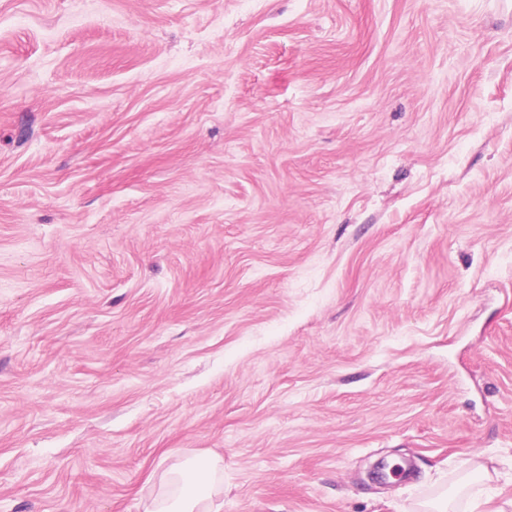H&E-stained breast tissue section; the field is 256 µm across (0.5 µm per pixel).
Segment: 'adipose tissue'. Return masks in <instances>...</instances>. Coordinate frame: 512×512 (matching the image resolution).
Wrapping results in <instances>:
<instances>
[{
  "label": "adipose tissue",
  "instance_id": "obj_1",
  "mask_svg": "<svg viewBox=\"0 0 512 512\" xmlns=\"http://www.w3.org/2000/svg\"><path fill=\"white\" fill-rule=\"evenodd\" d=\"M224 461L217 456L189 460L164 471L152 484L144 512H219L213 498Z\"/></svg>",
  "mask_w": 512,
  "mask_h": 512
}]
</instances>
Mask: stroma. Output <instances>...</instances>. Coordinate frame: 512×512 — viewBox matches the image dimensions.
I'll use <instances>...</instances> for the list:
<instances>
[{
  "label": "stroma",
  "instance_id": "35a3bbf8",
  "mask_svg": "<svg viewBox=\"0 0 512 512\" xmlns=\"http://www.w3.org/2000/svg\"><path fill=\"white\" fill-rule=\"evenodd\" d=\"M512 500V0H0V512ZM224 472V460L218 456L189 460L164 471L152 484L144 503V512H219L214 495Z\"/></svg>",
  "mask_w": 512,
  "mask_h": 512
}]
</instances>
